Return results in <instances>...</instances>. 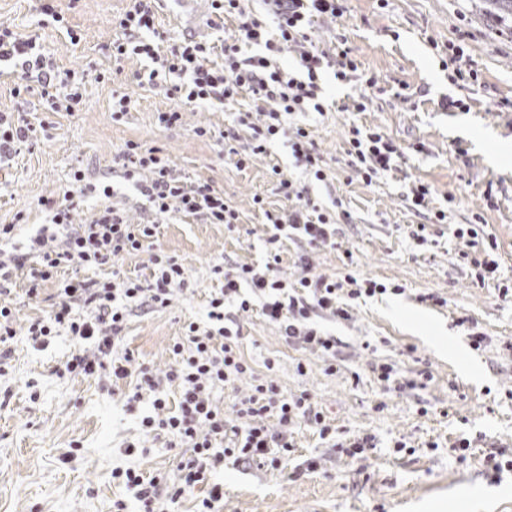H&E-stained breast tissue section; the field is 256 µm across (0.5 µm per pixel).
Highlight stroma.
I'll return each instance as SVG.
<instances>
[{
    "instance_id": "stroma-1",
    "label": "stroma",
    "mask_w": 512,
    "mask_h": 512,
    "mask_svg": "<svg viewBox=\"0 0 512 512\" xmlns=\"http://www.w3.org/2000/svg\"><path fill=\"white\" fill-rule=\"evenodd\" d=\"M56 5L60 23L43 20L39 0H0V23L37 37L59 71L107 67L112 18L129 0ZM345 7L336 21L316 22L315 39L324 48L342 40L379 84L359 112L351 104L360 85L326 79L329 110L305 118L331 166L310 195L326 208L341 201L345 214L336 247L314 250L313 271L330 278L351 272L405 292L360 299L351 321L325 322L338 342L332 375L316 354L288 345L260 313L241 318L239 329L241 352L256 374L270 376L285 395L308 393L340 436H369L373 445L349 457L298 423L288 435L286 470L229 464L215 474L224 486V512H417L422 503L428 512H512V470L496 477L486 470L488 454L512 459V297L501 290L512 282V21L486 13L483 0H346ZM197 14L180 28L158 17L157 29L218 46L235 26L229 19L223 29L211 27L208 0H199ZM462 29L479 75L475 86L451 80L442 65ZM144 66L129 59L111 79L89 81L78 112L53 113L39 95H14L12 76L0 73V113L51 122L31 148L0 163V224L20 215L19 239L35 234L46 220L38 199L56 194L78 168L93 179L118 173L117 156L129 141L163 149L182 175L223 189L240 213L235 229L180 214L157 228V246L182 259L194 290L176 294L166 309L133 311L122 346L162 372L184 323L207 321L206 301L221 286L212 266L265 263L273 228L263 212L282 205L271 169L287 175L296 169L280 143L243 169L225 154L218 134L235 112L251 108L246 95L228 106H195L182 125L160 127L157 114L171 101L164 88L137 85L133 74ZM116 90L132 100L118 122L111 117ZM199 126L210 127L213 138H198ZM354 126L381 128L402 144L398 167L369 184L357 176L346 153ZM416 182L432 187L431 205L447 210V223H427L414 210L407 193ZM257 195L264 208L254 207ZM479 221L497 239L500 265L498 278L482 284L461 258L466 241L454 234L458 225ZM421 224L420 242L412 232ZM427 292L443 304L421 301ZM463 316L485 333L481 349L458 326ZM10 347L11 359L0 366V512H112L118 499L137 512V501L113 483V468L176 476L181 449L142 437L139 421L148 408L125 403L133 379L112 387L66 372L74 349L67 336L43 347L19 336ZM382 363L394 364L404 390L378 379L374 367ZM410 379L416 388H407ZM462 438L471 442L464 454L454 450ZM133 441L142 450L126 455ZM311 458L317 471L296 475Z\"/></svg>"
}]
</instances>
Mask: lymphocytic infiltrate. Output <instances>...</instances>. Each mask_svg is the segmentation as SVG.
Listing matches in <instances>:
<instances>
[{"mask_svg":"<svg viewBox=\"0 0 512 512\" xmlns=\"http://www.w3.org/2000/svg\"><path fill=\"white\" fill-rule=\"evenodd\" d=\"M265 16L275 28L249 10L246 0H211L217 19L234 18L236 29L223 46L224 61L210 59L213 46L182 37L171 49H162L150 35L156 30L152 0H132L131 6L112 22L117 36L112 41V59L120 62L141 57L147 68L135 78L142 87L171 80L168 91L175 104L159 112V125L180 124L186 107L199 103L229 104L241 93L251 95L254 111L239 113L235 128L224 131L229 154L237 168H246L252 158L267 154L271 144L286 139L300 163L304 180L285 176L272 167L275 191L283 205L266 211L274 228L267 240L263 268L250 265L214 266L224 284L208 304V328L197 323L185 327L184 339L171 347L173 362L161 374L140 364L132 353L120 352L125 327L124 303L148 308H167L175 292L188 285L186 269L178 257L155 250L157 222L170 213H180L206 224L238 223L239 212L224 198L222 190L179 175L170 158L159 148L145 149L127 142L122 152V175L126 181L143 185L152 205L154 219L146 224L128 221L125 212L113 205L98 210L85 223L73 221L87 195V178L75 170L69 184L57 195L40 198L37 207L50 221L29 238L24 248L0 250V361L10 356L6 345L22 336L32 343L48 344L52 336L67 332L76 348L66 363L68 372L83 376H108L119 381L135 378L133 403L149 401L152 412L141 421L145 434L166 437L169 447H182L178 477L169 480L158 473L144 476L133 468L115 469L112 480L132 492L140 512H169L171 505L187 496H198L197 512H223L224 490L213 474L225 462L284 466L290 445L284 428L305 422L321 438L333 440L336 448L355 456L369 447L370 437L338 439L336 429L317 410L308 394L290 398L270 381L253 384L250 394L234 405V419H227L218 392L226 383L252 373V366L239 350L237 316L260 306L263 315L279 325L285 341L320 354L328 373L336 371L337 341L317 324L318 319L346 320L348 299L386 293L385 285L370 278L346 276L338 281L312 272L310 248L327 244L336 236V216L319 207L309 196L308 181L327 178V163L306 125L293 122L295 114L324 112L320 77L333 67L337 80L347 81L358 66L348 50L338 49L335 58L315 48L311 33L318 18L342 16V0H262ZM254 54H244V47ZM291 52L295 67L284 66L281 58ZM28 71L37 67L41 96L51 111L76 112L83 102V75L69 71L58 74L36 40L22 39L0 24V64ZM347 153L354 170L365 182L391 170L401 157L400 146L377 128L351 127ZM291 230L308 243V252L298 257L301 270L296 283L280 275V231ZM148 253L147 279L113 276L105 280L65 279L67 269L102 267L140 253ZM25 278V294L40 302L48 284L57 287V299L47 315L18 325L15 310L2 297L10 284ZM177 384V404H169L162 383ZM276 419L280 429L272 431L267 421Z\"/></svg>","mask_w":512,"mask_h":512,"instance_id":"1","label":"lymphocytic infiltrate"}]
</instances>
